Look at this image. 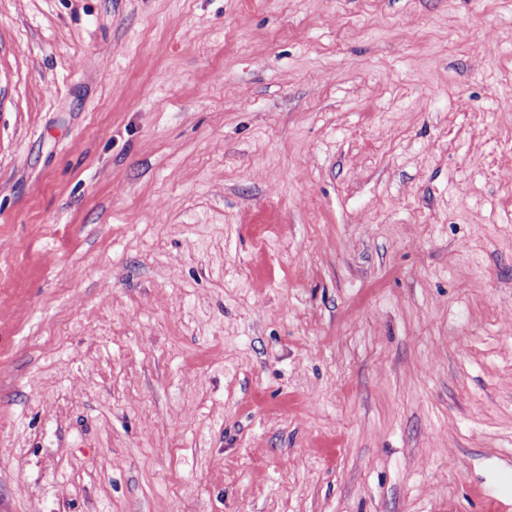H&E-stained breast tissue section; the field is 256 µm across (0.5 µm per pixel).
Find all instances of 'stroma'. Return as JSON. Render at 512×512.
Wrapping results in <instances>:
<instances>
[{
	"mask_svg": "<svg viewBox=\"0 0 512 512\" xmlns=\"http://www.w3.org/2000/svg\"><path fill=\"white\" fill-rule=\"evenodd\" d=\"M512 504V0H0V512Z\"/></svg>",
	"mask_w": 512,
	"mask_h": 512,
	"instance_id": "35a3bbf8",
	"label": "stroma"
}]
</instances>
